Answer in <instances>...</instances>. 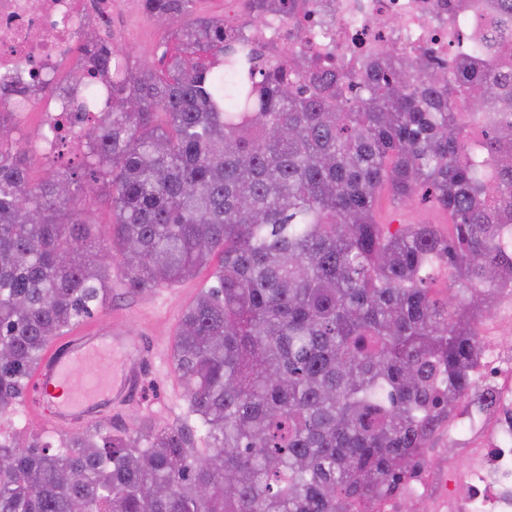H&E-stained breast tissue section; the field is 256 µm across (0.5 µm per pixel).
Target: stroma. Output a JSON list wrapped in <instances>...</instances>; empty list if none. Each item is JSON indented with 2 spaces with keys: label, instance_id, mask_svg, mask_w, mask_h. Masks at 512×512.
Segmentation results:
<instances>
[{
  "label": "stroma",
  "instance_id": "stroma-1",
  "mask_svg": "<svg viewBox=\"0 0 512 512\" xmlns=\"http://www.w3.org/2000/svg\"><path fill=\"white\" fill-rule=\"evenodd\" d=\"M107 43L123 49L129 67H146L163 75L173 59L179 55L182 44L176 28H163L143 8L141 0H123L106 25ZM400 215L403 223L427 222L447 227L448 216L430 201L415 199L401 207L393 203L390 195H382L376 218L378 223H388L393 215ZM209 270H201L195 277L172 288H157L139 294L127 290L125 273L120 263L112 265V301L102 312L82 321L85 329L96 328L105 333L121 330L129 338L147 339L163 353H171L173 335L183 311L191 304L200 288L209 279ZM185 396L181 383L173 371L172 363L161 369L147 372L143 377L137 405L95 425L71 427V436H89L95 431L111 428L130 433L140 429L166 426L179 421L185 411ZM46 409L34 388L24 392L17 411L0 417V436L18 430L42 432L40 416Z\"/></svg>",
  "mask_w": 512,
  "mask_h": 512
}]
</instances>
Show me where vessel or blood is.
Returning <instances> with one entry per match:
<instances>
[{"label":"vessel or blood","instance_id":"obj_1","mask_svg":"<svg viewBox=\"0 0 512 512\" xmlns=\"http://www.w3.org/2000/svg\"><path fill=\"white\" fill-rule=\"evenodd\" d=\"M156 356L142 340L93 336L72 350L51 343L35 380L45 397H52L59 387L65 388L66 395L48 416V424L61 430L68 414L87 412L105 403L117 411L133 402L142 372Z\"/></svg>","mask_w":512,"mask_h":512}]
</instances>
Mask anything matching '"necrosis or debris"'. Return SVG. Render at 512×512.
<instances>
[{
  "label": "necrosis or debris",
  "instance_id": "1",
  "mask_svg": "<svg viewBox=\"0 0 512 512\" xmlns=\"http://www.w3.org/2000/svg\"><path fill=\"white\" fill-rule=\"evenodd\" d=\"M245 2L225 0L228 29L252 38L269 59L289 49L356 70L385 42L405 56L427 53L444 63L477 55L480 0H299L297 9L259 25L252 12L242 11ZM112 6V0H0V83L20 89L0 94V112L22 118L40 111L47 129L69 122V145L81 149L79 114L86 98L60 93L57 75L68 59L85 67L87 50L101 41L96 17ZM474 380L495 387L500 401L486 413L458 409V440L479 439L470 463L440 462L434 449H423L399 486L356 512H403L408 500L421 512H512V353L484 344Z\"/></svg>",
  "mask_w": 512,
  "mask_h": 512
}]
</instances>
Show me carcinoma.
I'll return each mask as SVG.
<instances>
[{
  "instance_id": "1",
  "label": "carcinoma",
  "mask_w": 512,
  "mask_h": 512,
  "mask_svg": "<svg viewBox=\"0 0 512 512\" xmlns=\"http://www.w3.org/2000/svg\"><path fill=\"white\" fill-rule=\"evenodd\" d=\"M148 2L186 20L189 55L164 76L116 73L78 155L54 132V178L34 186L0 151V415L50 343L108 303L118 256L132 293L212 267L173 337L186 420L59 448L0 438V512H353L408 475L459 402L494 404L472 369L512 282V0L484 13L481 66L385 45L362 74L270 62L190 18L192 0ZM122 56L103 45L92 70ZM384 189L444 209L448 232L378 223ZM102 191L105 237L80 207Z\"/></svg>"
}]
</instances>
